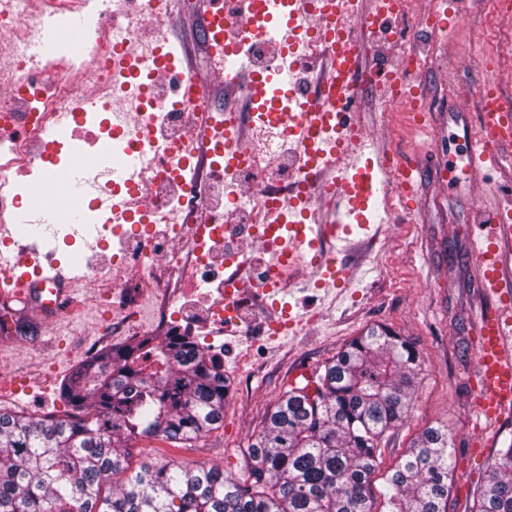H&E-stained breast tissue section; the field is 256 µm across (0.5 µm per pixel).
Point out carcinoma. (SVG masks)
Listing matches in <instances>:
<instances>
[{
    "mask_svg": "<svg viewBox=\"0 0 512 512\" xmlns=\"http://www.w3.org/2000/svg\"><path fill=\"white\" fill-rule=\"evenodd\" d=\"M422 362L371 327L286 389L247 445L250 484L217 465L129 471L133 441L191 442L224 422L229 379L181 332L98 352L62 383L73 413L0 410V512H374L382 437L411 412ZM448 426L413 439L384 494L387 512H448ZM470 512H512V442L487 462Z\"/></svg>",
    "mask_w": 512,
    "mask_h": 512,
    "instance_id": "carcinoma-1",
    "label": "carcinoma"
}]
</instances>
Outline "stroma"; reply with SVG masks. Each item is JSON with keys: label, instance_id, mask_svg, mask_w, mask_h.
I'll return each mask as SVG.
<instances>
[{"label": "stroma", "instance_id": "35a3bbf8", "mask_svg": "<svg viewBox=\"0 0 512 512\" xmlns=\"http://www.w3.org/2000/svg\"><path fill=\"white\" fill-rule=\"evenodd\" d=\"M491 2L470 0L449 30L432 44H417L427 56L419 84L434 105L425 124H414L403 108L386 116L375 112L372 97L357 101L371 140L369 156L412 166L414 191L386 205L392 179L375 171L377 199L368 222L351 230L353 238L373 239L376 246L364 256L337 253V265L350 271L346 287L289 288L286 299L298 324L260 346L236 327L211 337L232 382L223 425L186 445L160 437L133 442V465H218L245 480L247 441L281 393L367 327L381 325L415 342L423 373L410 415L381 444L371 481L375 508L383 512L386 477L413 438L444 424L456 446L448 512H468L482 468L512 439V408L486 420L476 388L481 318L505 311L512 296V279L501 294L488 295L473 275L477 222L488 211L512 209V146L498 148L482 169L470 162L484 135L476 89L500 86L512 107V16L494 13ZM488 53L495 56L494 67L474 65V58ZM65 301L84 306L77 327L68 328L66 314L51 317L35 309L26 335H0V408L36 419L69 413L61 384L74 367L105 350L102 335L111 313L94 308L82 283Z\"/></svg>", "mask_w": 512, "mask_h": 512}]
</instances>
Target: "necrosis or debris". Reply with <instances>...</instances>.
<instances>
[{
	"label": "necrosis or debris",
	"instance_id": "obj_1",
	"mask_svg": "<svg viewBox=\"0 0 512 512\" xmlns=\"http://www.w3.org/2000/svg\"><path fill=\"white\" fill-rule=\"evenodd\" d=\"M225 27L244 28V42L204 52V67L228 84L245 69L281 89L217 105L209 93L182 94L180 70L160 63L167 49L170 0H129L123 21H107L103 0H81L77 43L46 55L30 36L39 13L68 12L67 0H0V175L22 172L34 182L13 195L14 208L35 211L44 169L60 165L57 130L112 149V164L85 174L80 195L84 229L112 252V294L95 296L112 306L116 336H165L194 321L198 333L243 324L255 297L287 287L289 272L313 256L332 257L336 239L321 236L304 254H287L268 266L269 248H285L288 227L315 223L321 192H309L312 163L337 161L366 134L353 108H337L315 144L303 137L305 104L319 95L324 73L307 68L308 50L335 59L331 24L294 13L292 0L261 9L255 0H228ZM346 30L362 29L364 43L351 80L377 96L384 111L399 103L423 65L407 49L401 21L408 0H392L366 18L363 0H336ZM291 26L280 33L277 17ZM151 28L154 37L140 42ZM399 52L369 63L371 46ZM154 186L140 193L142 183Z\"/></svg>",
	"mask_w": 512,
	"mask_h": 512
}]
</instances>
